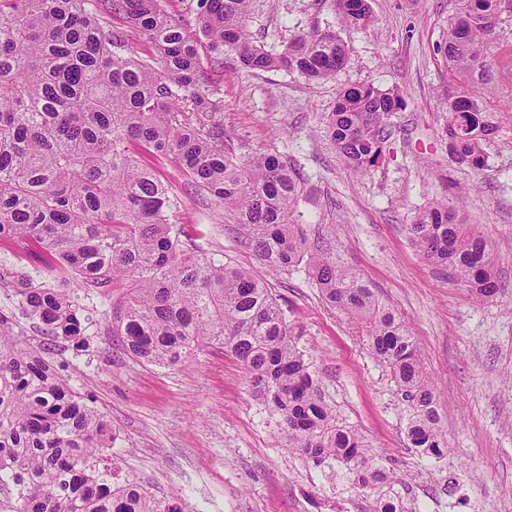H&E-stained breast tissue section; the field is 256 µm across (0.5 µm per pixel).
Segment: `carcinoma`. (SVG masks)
Wrapping results in <instances>:
<instances>
[{
  "instance_id": "cac0c4a2",
  "label": "carcinoma",
  "mask_w": 512,
  "mask_h": 512,
  "mask_svg": "<svg viewBox=\"0 0 512 512\" xmlns=\"http://www.w3.org/2000/svg\"><path fill=\"white\" fill-rule=\"evenodd\" d=\"M0 0V242L35 254L39 278L0 264V283L15 290L21 315L48 340L81 346L92 325L88 306L68 287L104 293L127 289L112 331L127 355L175 368L196 350L214 347L237 360L252 389L271 402L288 446L315 462L342 461L363 488L379 490L393 476L367 455L361 436L339 424L318 396L299 336L269 283L199 254L185 224L170 222L173 196L146 156H170L195 186L224 203L249 231L257 256L287 271L309 261L321 294L368 338L372 355L402 388L412 414L411 445L437 458L448 453L436 390L418 346L393 309L349 269L307 252L293 213L295 172L272 153L233 158L224 151L220 103L205 97L195 46L159 0ZM448 18L438 51L448 65V154L473 170L485 166L484 145L496 132L480 89L491 79L487 47L496 0H470ZM252 0H199L198 22L218 54L230 48L249 72H298L311 82L332 78L346 63L336 32L297 37L267 53L246 29ZM342 25L373 23L368 0H332ZM127 29H107V16ZM144 36L154 56L128 49V31ZM397 93L370 82L341 91L324 132L348 169L365 175L393 135ZM410 240L431 263L448 270L470 296L499 292L496 255L476 224L448 202L420 211ZM17 322L0 312V482L17 490L12 512L165 511L141 487L112 481L101 466L114 437L103 415L66 386L46 347L15 339Z\"/></svg>"
}]
</instances>
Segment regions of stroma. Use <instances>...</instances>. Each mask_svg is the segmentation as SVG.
Masks as SVG:
<instances>
[{"instance_id":"stroma-1","label":"stroma","mask_w":512,"mask_h":512,"mask_svg":"<svg viewBox=\"0 0 512 512\" xmlns=\"http://www.w3.org/2000/svg\"><path fill=\"white\" fill-rule=\"evenodd\" d=\"M369 5L374 25L353 29L341 27L330 0H253L246 25L270 53L315 29L338 31L346 64L311 83L279 70L248 72L229 50L216 56L197 25L198 0H161L197 49L206 94L223 108L225 148L287 161L299 183L294 220L311 249L358 273L411 329L437 384L446 456L411 447L399 385L357 326L325 303L307 264L272 272L223 203L199 194L175 159L150 164L178 201L172 222L196 226L198 251L270 284L301 335L322 398L396 475L395 493L417 512H512V11L502 13L489 46L498 131L483 169L473 170L450 160L444 130L448 68L436 48L455 0ZM364 82L398 92L405 105L389 116L383 160L359 177L321 127L339 91ZM442 199L492 242L503 289L497 300L474 301L412 245L407 224ZM77 295L91 298L93 325L82 349L60 342L50 359L111 422L118 480L141 484L180 512H374L372 491L344 463L317 465L289 449L282 418L234 359L208 349L175 368L140 364L112 333L123 289Z\"/></svg>"}]
</instances>
